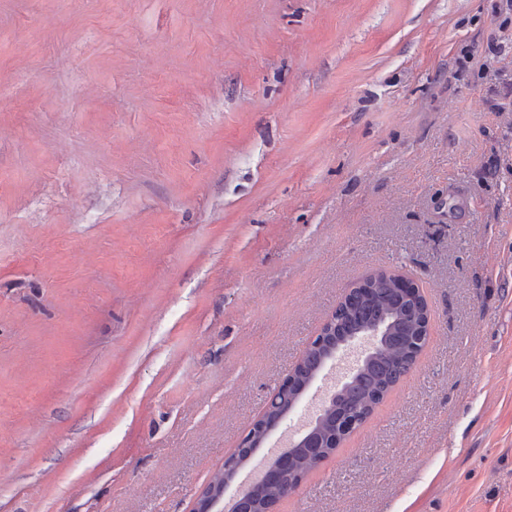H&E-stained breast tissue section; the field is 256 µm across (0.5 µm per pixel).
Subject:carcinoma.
Returning a JSON list of instances; mask_svg holds the SVG:
<instances>
[{"label":"carcinoma","instance_id":"1","mask_svg":"<svg viewBox=\"0 0 512 512\" xmlns=\"http://www.w3.org/2000/svg\"><path fill=\"white\" fill-rule=\"evenodd\" d=\"M398 275L375 270L353 284L333 313L326 344L304 353L295 386L273 398L265 424L275 425L288 414L299 391L324 368L327 344L354 336L371 325H382L385 334L366 366L325 408L313 429L312 445L293 448L276 475L241 498L233 512H265L285 495L289 481H296L319 466L330 442L341 435L350 420L364 423L375 407L414 367L415 341L427 332L426 303L422 297L403 292Z\"/></svg>","mask_w":512,"mask_h":512}]
</instances>
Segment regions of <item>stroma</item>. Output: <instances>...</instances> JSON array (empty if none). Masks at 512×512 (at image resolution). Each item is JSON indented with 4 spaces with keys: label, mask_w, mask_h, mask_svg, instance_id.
Segmentation results:
<instances>
[{
    "label": "stroma",
    "mask_w": 512,
    "mask_h": 512,
    "mask_svg": "<svg viewBox=\"0 0 512 512\" xmlns=\"http://www.w3.org/2000/svg\"><path fill=\"white\" fill-rule=\"evenodd\" d=\"M377 269L427 343L276 512H512L501 0H0V512H192Z\"/></svg>",
    "instance_id": "stroma-1"
}]
</instances>
